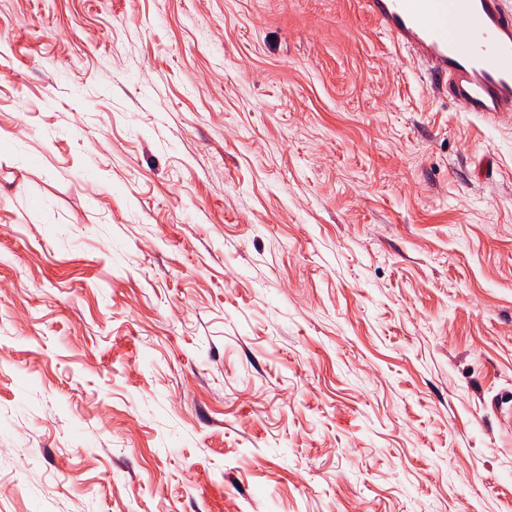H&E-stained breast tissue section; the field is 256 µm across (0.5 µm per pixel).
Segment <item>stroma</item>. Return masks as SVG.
<instances>
[{
  "label": "stroma",
  "mask_w": 512,
  "mask_h": 512,
  "mask_svg": "<svg viewBox=\"0 0 512 512\" xmlns=\"http://www.w3.org/2000/svg\"><path fill=\"white\" fill-rule=\"evenodd\" d=\"M512 112L361 0H0V512H512Z\"/></svg>",
  "instance_id": "35a3bbf8"
}]
</instances>
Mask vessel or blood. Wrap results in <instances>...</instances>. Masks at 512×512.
Wrapping results in <instances>:
<instances>
[{"mask_svg":"<svg viewBox=\"0 0 512 512\" xmlns=\"http://www.w3.org/2000/svg\"><path fill=\"white\" fill-rule=\"evenodd\" d=\"M390 42L415 50L467 111L512 112V0H363Z\"/></svg>","mask_w":512,"mask_h":512,"instance_id":"b4317fda","label":"vessel or blood"}]
</instances>
